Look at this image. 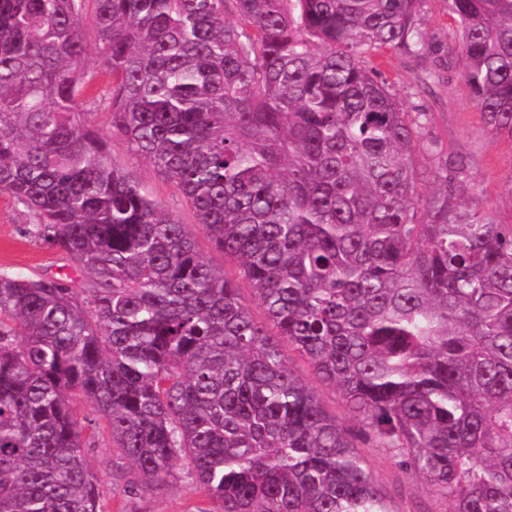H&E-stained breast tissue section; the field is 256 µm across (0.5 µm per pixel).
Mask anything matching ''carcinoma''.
Wrapping results in <instances>:
<instances>
[{
	"mask_svg": "<svg viewBox=\"0 0 512 512\" xmlns=\"http://www.w3.org/2000/svg\"><path fill=\"white\" fill-rule=\"evenodd\" d=\"M425 2L0 0V194L84 274L0 272V512H105L82 398L132 466L126 494L184 459L198 512H391L372 445L451 512H512V224L461 200L462 158L438 156L422 192L428 113L377 63L427 64ZM446 3L443 51L512 137V0ZM100 77L106 134L84 108ZM110 136L176 186L273 328ZM282 355L294 374L315 388L324 409L329 414L336 415L339 419H348L347 408L339 395L331 387L325 386L319 382L308 365L288 346V344L283 345Z\"/></svg>",
	"mask_w": 512,
	"mask_h": 512,
	"instance_id": "carcinoma-1",
	"label": "carcinoma"
}]
</instances>
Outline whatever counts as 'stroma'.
I'll use <instances>...</instances> for the list:
<instances>
[{
    "instance_id": "stroma-1",
    "label": "stroma",
    "mask_w": 512,
    "mask_h": 512,
    "mask_svg": "<svg viewBox=\"0 0 512 512\" xmlns=\"http://www.w3.org/2000/svg\"><path fill=\"white\" fill-rule=\"evenodd\" d=\"M381 69L409 111L428 112V134L437 140L442 152L466 159L474 197L499 223L512 224V139L489 134L462 78L460 62H452L450 67L442 69L440 81L429 84L420 82L421 71L414 62L398 55L385 57ZM110 157L161 204L171 219L185 225L194 236L199 251L217 271L236 278L241 303L256 320H264L265 313L251 284L239 278L234 262L212 246L199 227L193 210L175 187L154 174L121 138H111ZM28 221L29 215L22 205L0 195V271L47 277L66 274L81 279V272L60 254L25 236ZM282 355L295 375L314 386L329 414L347 418L348 411L339 395L331 387L319 383L291 347H283ZM85 454L104 493H111L112 489L123 485L119 459L112 451V439L105 426H98ZM362 456L393 512H449L447 501L424 481L401 471L386 449L366 448ZM115 502L125 505L128 512H195L203 500L186 462L182 461L175 468L174 478L163 488L128 498L119 496Z\"/></svg>"
}]
</instances>
